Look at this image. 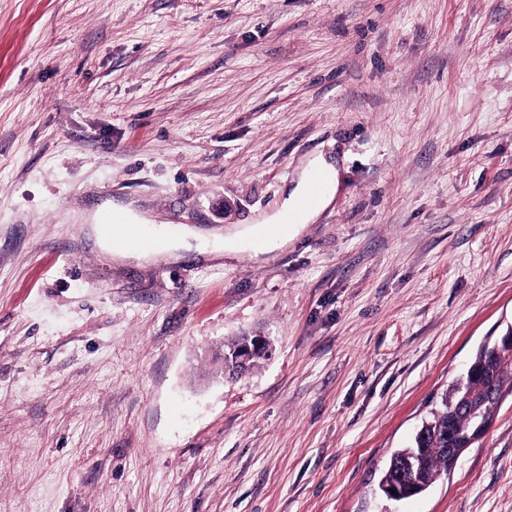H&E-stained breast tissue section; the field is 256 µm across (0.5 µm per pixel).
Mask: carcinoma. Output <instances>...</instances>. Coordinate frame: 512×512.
I'll return each mask as SVG.
<instances>
[{
  "label": "carcinoma",
  "instance_id": "obj_1",
  "mask_svg": "<svg viewBox=\"0 0 512 512\" xmlns=\"http://www.w3.org/2000/svg\"><path fill=\"white\" fill-rule=\"evenodd\" d=\"M512 394V326L493 345H481L465 371L455 378L428 414L413 441L391 454L378 490L400 502L423 494L441 475L455 469L453 460L471 447L469 438L482 420L492 419Z\"/></svg>",
  "mask_w": 512,
  "mask_h": 512
}]
</instances>
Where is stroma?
Returning a JSON list of instances; mask_svg holds the SVG:
<instances>
[{
  "label": "stroma",
  "instance_id": "35a3bbf8",
  "mask_svg": "<svg viewBox=\"0 0 512 512\" xmlns=\"http://www.w3.org/2000/svg\"><path fill=\"white\" fill-rule=\"evenodd\" d=\"M510 324L512 0H0V512H512L511 400L375 493ZM310 167V170L306 171L302 175L296 186L290 192L288 190L287 197L283 200L281 210L273 217L272 221L274 223L270 224H281V228L286 229L288 224H292V221L288 216L292 217L293 224H306L331 201L339 184V170L337 166L320 156L314 159ZM314 172H320L324 177V189L322 192L321 203L320 190L322 187V180L320 175H315L312 181V189L308 196L302 201L301 206L306 209L315 207L319 203L320 205L310 210H300L299 203L308 191L310 177ZM118 211L125 213L134 224H128L121 216L111 215L107 223L108 231L112 238V224H120L118 228L120 232L117 234L118 240L124 247H146L152 243V239L140 230L135 224H139L143 220L128 208H115L112 212ZM251 337L252 336L249 334H242L240 336H236L224 342V351L228 353L224 354V358H228V360L231 361V363L234 365L231 370H228V373L230 375H242L248 372H252L253 370L260 367L262 361L268 357L267 354H271L272 345L270 343V340L266 336L257 335L253 338L254 346L247 345L246 347L238 349L233 354V356L229 355L231 354V350L233 348H236L237 346L243 344ZM261 347H264L267 350V354L265 352L256 353L248 361L249 357L252 354V351L254 349H258ZM247 361L248 363L246 365ZM235 366L240 367L239 369H236Z\"/></svg>",
  "mask_w": 512,
  "mask_h": 512
}]
</instances>
